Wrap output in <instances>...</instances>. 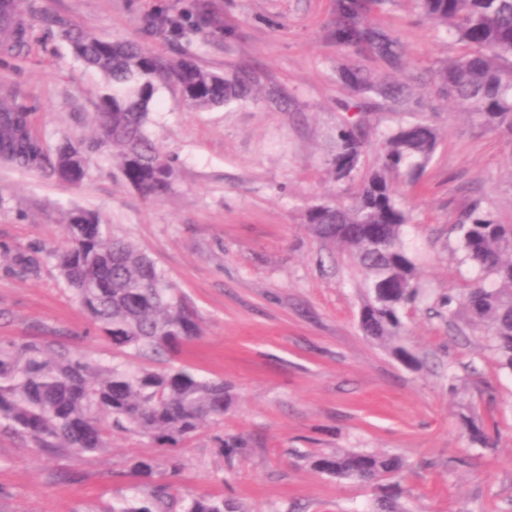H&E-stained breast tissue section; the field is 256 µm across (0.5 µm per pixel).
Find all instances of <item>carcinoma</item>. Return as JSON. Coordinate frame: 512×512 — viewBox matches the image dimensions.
I'll return each mask as SVG.
<instances>
[{"label":"carcinoma","mask_w":512,"mask_h":512,"mask_svg":"<svg viewBox=\"0 0 512 512\" xmlns=\"http://www.w3.org/2000/svg\"><path fill=\"white\" fill-rule=\"evenodd\" d=\"M390 0H333L329 36L349 62L340 78L354 99L349 112L368 111L377 101L402 108L423 102V94L395 79L409 65L399 37L374 17ZM420 17L451 35L461 52L438 64L428 97L451 102L486 128L512 138V0H416ZM19 0H0V56L20 53L28 30L15 22ZM175 36L186 33L182 16L153 21ZM60 37L71 53L96 71L98 133L65 140L54 162L31 132V112L0 103V161L19 168L51 164L58 178L79 184L88 175L93 153L112 149L121 181L147 198L166 195L178 178L175 159L148 135L158 94L168 89L188 107L208 111L261 92L255 75L242 70L222 75L203 68L191 56L166 57L136 43L108 40L63 28ZM440 142L438 128L425 120L402 125L382 142L377 168L355 189L347 205H317L306 223L322 240L339 244L356 259L366 276L367 298L361 315L364 334L393 341V355L404 365H420L401 344V311L418 301V269L403 240L408 217L398 201V180L419 177ZM366 149L359 121H348L337 135L329 173L349 180ZM67 246L55 253L59 271L97 327L101 339L132 357L162 361L183 343L200 335L197 313L185 302L163 270L130 241L111 234L98 215L84 209L65 214ZM463 262L474 281L443 300L448 320L463 318L484 329L488 348L500 369L512 373V224L473 206L456 224ZM36 247H0V258L23 273L39 265ZM493 277L496 286L483 281ZM229 394L220 379L198 376L192 369L166 364L160 369L106 366L51 336L34 341L0 337V431L30 439L33 448L76 453L106 446L108 429L130 425L162 447L177 448L208 426L224 420ZM473 444L484 448L493 436L473 413H460ZM216 448L230 459L243 444L236 436L218 437ZM319 473L361 482L377 491L374 512H409L400 481L401 457L372 450H339L308 459ZM135 494L103 504L96 512H239L214 495L180 501L170 483H156L155 462L135 460Z\"/></svg>","instance_id":"obj_1"}]
</instances>
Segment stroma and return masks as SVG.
<instances>
[{"mask_svg": "<svg viewBox=\"0 0 512 512\" xmlns=\"http://www.w3.org/2000/svg\"><path fill=\"white\" fill-rule=\"evenodd\" d=\"M199 4L212 19L206 34L173 41L148 25ZM21 8L36 38L0 65V101L31 109L47 153L63 139L93 135L101 84L56 41L59 20L165 56L188 53L216 72L249 67L263 86L286 94L288 106L260 98L199 112L161 91L149 134L176 157L179 179L160 199L116 178L108 149L92 155L90 176L78 185L0 163V242L41 250L29 275L0 260V336H54L91 361L137 366L111 344L84 339L90 323L53 256L66 245L65 212L89 209L153 258L196 308L202 334L176 360L223 379L232 396L219 427L173 453L131 427L81 455L48 456L1 434L0 512H92L130 496L136 458L153 459L162 478L179 461L177 496L219 495L243 512H369L372 487L308 463L346 449L401 455L412 512H512V374L485 350L482 330L439 314L440 297L471 278L459 262L462 210L477 201L512 224V139L449 106L423 114L440 144L421 178L399 188L410 217L404 243L424 293L405 313L404 343L421 360L412 369L363 334L362 269L305 221L311 206L348 202L376 167L384 137L409 120L385 103L364 113L368 150L352 180L330 178L349 98L338 80L347 56L327 36L332 0H22ZM376 21L405 45L410 75H427L460 51L416 17L413 0H392ZM470 404L493 412L496 447L469 445L457 415ZM218 434L245 441L233 462L217 452ZM466 455L470 464L458 465Z\"/></svg>", "mask_w": 512, "mask_h": 512, "instance_id": "obj_1", "label": "stroma"}]
</instances>
